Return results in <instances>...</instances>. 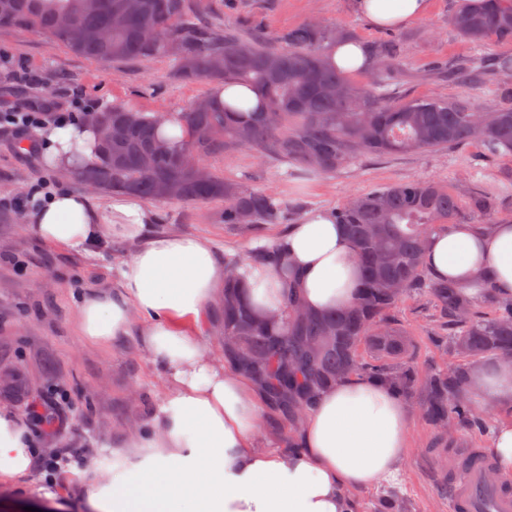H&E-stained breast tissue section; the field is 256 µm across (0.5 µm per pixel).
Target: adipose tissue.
I'll return each mask as SVG.
<instances>
[{
	"mask_svg": "<svg viewBox=\"0 0 512 512\" xmlns=\"http://www.w3.org/2000/svg\"><path fill=\"white\" fill-rule=\"evenodd\" d=\"M372 26L399 27L420 17L426 0H355ZM43 138L47 160L76 170L96 161L87 125H53ZM151 214L135 197L95 207L83 194L60 192L35 208L28 228L44 243L83 250L121 236L138 241L113 291H87L78 310L84 342L106 347L144 322L143 342L168 381L151 425L128 435L123 472L89 491L96 512H346L348 491L397 471L409 444L411 409L387 385L351 375L327 389L305 416L300 451L263 452L254 444L264 392L227 362L210 357L188 328L214 303L226 269L204 238L148 235ZM279 264L252 262L241 272L257 310L278 308L296 293L307 310L350 306L361 268L356 248L332 211L306 213L275 243ZM426 262L440 279L469 285L488 274L512 294V224L488 233L458 224L434 236ZM473 378L486 402L512 405V359L476 364ZM35 450L21 423L0 412V481L29 471Z\"/></svg>",
	"mask_w": 512,
	"mask_h": 512,
	"instance_id": "1",
	"label": "adipose tissue"
}]
</instances>
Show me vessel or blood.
Wrapping results in <instances>:
<instances>
[{
    "label": "vessel or blood",
    "instance_id": "obj_1",
    "mask_svg": "<svg viewBox=\"0 0 512 512\" xmlns=\"http://www.w3.org/2000/svg\"><path fill=\"white\" fill-rule=\"evenodd\" d=\"M494 468L491 457L478 452L453 473L456 489L448 500V512H512V482L489 481Z\"/></svg>",
    "mask_w": 512,
    "mask_h": 512
}]
</instances>
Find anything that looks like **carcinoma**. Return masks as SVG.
Listing matches in <instances>:
<instances>
[{"label":"carcinoma","instance_id":"carcinoma-1","mask_svg":"<svg viewBox=\"0 0 512 512\" xmlns=\"http://www.w3.org/2000/svg\"><path fill=\"white\" fill-rule=\"evenodd\" d=\"M127 0H0V28L39 32L74 53L100 61H143L167 57L185 80H237L258 87L262 112L246 113L211 100L166 116L114 105L110 139L100 142L102 160L80 172L97 189L157 200L224 203V223L250 230L278 224L286 207L267 193L195 165L233 152L253 150L261 157L331 173L363 154H400L449 149L475 141L489 158L512 160V56L490 63L477 57L463 75L493 82L500 104L480 112L460 98H423L391 103L390 83L380 79L359 86L329 65L322 47L336 35L308 22L267 47L252 39H230L196 22L192 0H142L135 13ZM450 26L481 47L512 48V0H486L481 10L459 9ZM86 38L72 42L71 28ZM344 85L351 96L340 101L328 88ZM178 123L184 139L165 145L164 120ZM337 223L353 240L362 269L354 304L343 311H302L290 296L279 317L261 314L251 304L249 286L238 273L240 260L224 261L222 331L224 355L240 371L262 381L288 426L295 429L321 392L350 374L388 383L416 400L422 420L448 441L457 426L487 432L497 414L466 393L471 365L495 355L512 358V296L504 297L484 274L474 294L435 278L428 270L425 245L431 235L478 218L481 230L512 222V209L469 183L450 188L413 179L350 197L335 211ZM428 297L437 316L435 343L450 361L423 373L408 356L410 333L393 326L391 312L409 295Z\"/></svg>","mask_w":512,"mask_h":512}]
</instances>
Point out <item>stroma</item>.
I'll return each instance as SVG.
<instances>
[{
	"instance_id": "1",
	"label": "stroma",
	"mask_w": 512,
	"mask_h": 512,
	"mask_svg": "<svg viewBox=\"0 0 512 512\" xmlns=\"http://www.w3.org/2000/svg\"><path fill=\"white\" fill-rule=\"evenodd\" d=\"M202 21L232 35L276 38L306 21L315 20L370 49L396 40L400 65L384 73L380 61L353 76L367 85L388 77L397 102L423 97L466 98L483 111L497 107L498 97L481 83L452 82L448 65L477 55L495 57L494 45L479 49L462 40L448 25L458 0H428L423 16L403 28L378 29L359 16L352 0H194ZM0 54L23 71L20 79L0 72V108L25 107L50 99L57 110L69 109L73 94L139 112H178L202 98L209 81L178 78L173 60L103 62L71 52L37 32L0 29ZM480 147L468 142L445 150L389 155H361L347 167L329 174L310 173L242 148L208 158L206 164L226 178L265 191L283 202L290 216L282 224H260L245 232L225 223L220 202L151 201L150 231L179 232L207 239L220 258L254 255L272 246L308 212L338 209L351 195L426 178L455 187L476 180L498 198L512 195V161L484 162ZM51 176L62 190L89 194L103 203L105 194L88 191L77 174L50 166L45 155L23 154L13 137L0 134V200L26 197L39 177ZM27 212H0V408L22 416L28 407L44 405L62 390L59 406L68 415L63 430L54 425L29 427L35 448L51 453L67 450L77 460L78 475L53 487L44 474L31 469L0 482V505L19 512L30 505H49L54 512H88L83 487L105 476L104 458L121 442L127 429L149 425L161 405L167 385L144 348L135 320L128 335L101 348L78 335V307L90 289L118 286V267L135 249L122 237L85 251H68L44 244L27 231ZM433 307L425 296L411 295L392 314L397 327L413 340L410 354L421 370L446 362L432 338ZM491 434L459 428L446 459H439L435 432L413 418L409 446L395 479L355 491L356 512H374L377 499L395 494L410 512H448V472L460 449L489 450Z\"/></svg>"
}]
</instances>
